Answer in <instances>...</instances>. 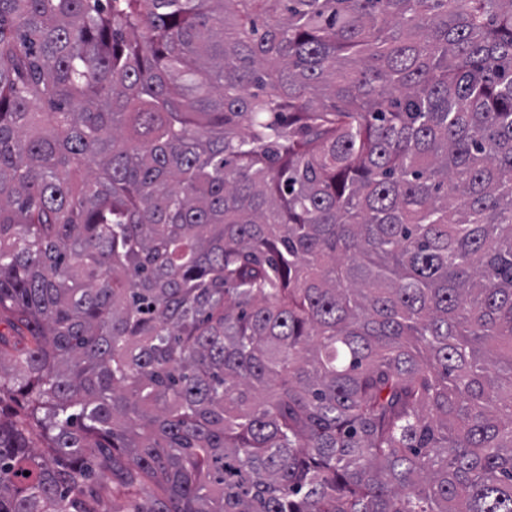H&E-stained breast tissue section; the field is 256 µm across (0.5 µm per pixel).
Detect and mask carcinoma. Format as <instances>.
Masks as SVG:
<instances>
[{
	"mask_svg": "<svg viewBox=\"0 0 512 512\" xmlns=\"http://www.w3.org/2000/svg\"><path fill=\"white\" fill-rule=\"evenodd\" d=\"M0 323V512H512V0H0ZM93 487L102 496L104 511H128L129 503L127 498L118 492L112 494V481L108 476H98L93 482Z\"/></svg>",
	"mask_w": 512,
	"mask_h": 512,
	"instance_id": "obj_1",
	"label": "carcinoma"
}]
</instances>
